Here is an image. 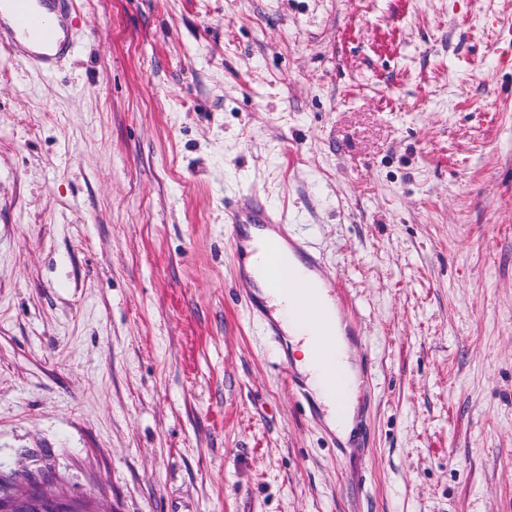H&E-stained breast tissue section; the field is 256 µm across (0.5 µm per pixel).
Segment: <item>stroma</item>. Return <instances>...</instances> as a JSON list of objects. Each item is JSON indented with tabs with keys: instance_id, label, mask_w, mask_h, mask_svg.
Wrapping results in <instances>:
<instances>
[{
	"instance_id": "1",
	"label": "stroma",
	"mask_w": 512,
	"mask_h": 512,
	"mask_svg": "<svg viewBox=\"0 0 512 512\" xmlns=\"http://www.w3.org/2000/svg\"><path fill=\"white\" fill-rule=\"evenodd\" d=\"M0 48V472L108 512H512V0H73ZM255 194L355 303L364 448L244 302ZM31 0H8L12 4L11 23L4 30L0 26V44L12 45L21 35L27 36L35 42L50 49L51 53H37L24 56L26 63L38 62L46 68L58 62L72 52V44L56 38V25L54 19L47 13L40 12L38 2ZM224 218L232 245L242 259L239 271L248 278L245 270V257L247 241L250 240L252 230H263L273 227L279 228L283 224L282 218L275 216L271 207L258 199H253L243 206H230L225 209Z\"/></svg>"
}]
</instances>
